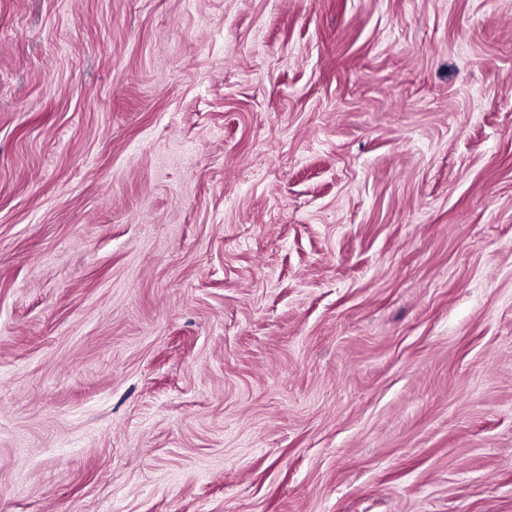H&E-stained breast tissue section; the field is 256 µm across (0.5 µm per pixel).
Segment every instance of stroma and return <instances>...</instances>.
Wrapping results in <instances>:
<instances>
[{
    "label": "stroma",
    "mask_w": 512,
    "mask_h": 512,
    "mask_svg": "<svg viewBox=\"0 0 512 512\" xmlns=\"http://www.w3.org/2000/svg\"><path fill=\"white\" fill-rule=\"evenodd\" d=\"M0 512H512V0H0Z\"/></svg>",
    "instance_id": "1"
}]
</instances>
